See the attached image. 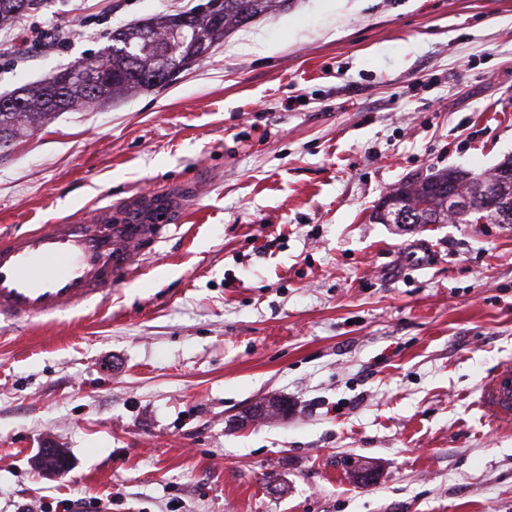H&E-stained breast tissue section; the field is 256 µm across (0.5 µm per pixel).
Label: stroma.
<instances>
[{"label": "stroma", "instance_id": "stroma-1", "mask_svg": "<svg viewBox=\"0 0 512 512\" xmlns=\"http://www.w3.org/2000/svg\"><path fill=\"white\" fill-rule=\"evenodd\" d=\"M200 2L39 0L0 27V95ZM32 25L71 34L19 54ZM507 157L512 0H291L0 154V235L200 190L111 297L0 329V512H512V422L479 406L512 365V224L372 216ZM273 397L287 414L239 426Z\"/></svg>", "mask_w": 512, "mask_h": 512}]
</instances>
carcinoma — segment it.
Here are the masks:
<instances>
[{"label":"carcinoma","mask_w":512,"mask_h":512,"mask_svg":"<svg viewBox=\"0 0 512 512\" xmlns=\"http://www.w3.org/2000/svg\"><path fill=\"white\" fill-rule=\"evenodd\" d=\"M213 2L208 0L193 9L192 28L183 24L178 13L114 30L112 44L104 48L105 59L92 61L94 84H66L65 67L9 95L13 100L10 106L0 97V150L14 146L59 112L102 105L122 93L163 86L203 59L231 30L288 6V0H220V7L213 9ZM34 4L35 0H0V25ZM483 183L466 171L448 169L409 180L395 193L409 224H512L509 208L494 213L477 208L466 213L448 209V191L474 200Z\"/></svg>","instance_id":"carcinoma-1"}]
</instances>
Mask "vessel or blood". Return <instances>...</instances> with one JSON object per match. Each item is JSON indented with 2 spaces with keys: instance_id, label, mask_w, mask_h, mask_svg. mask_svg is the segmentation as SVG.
<instances>
[{
  "instance_id": "vessel-or-blood-1",
  "label": "vessel or blood",
  "mask_w": 512,
  "mask_h": 512,
  "mask_svg": "<svg viewBox=\"0 0 512 512\" xmlns=\"http://www.w3.org/2000/svg\"><path fill=\"white\" fill-rule=\"evenodd\" d=\"M195 186L103 204L85 219L0 237V325L55 316L110 294L139 276L144 249L187 214ZM494 421L512 419V367L498 368L480 395Z\"/></svg>"
}]
</instances>
